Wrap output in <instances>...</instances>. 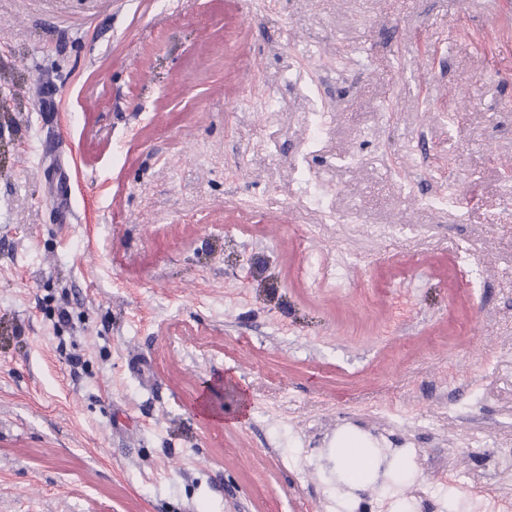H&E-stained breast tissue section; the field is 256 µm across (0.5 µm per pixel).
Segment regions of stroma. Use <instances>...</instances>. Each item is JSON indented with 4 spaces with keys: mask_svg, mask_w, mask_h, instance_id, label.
Instances as JSON below:
<instances>
[{
    "mask_svg": "<svg viewBox=\"0 0 512 512\" xmlns=\"http://www.w3.org/2000/svg\"><path fill=\"white\" fill-rule=\"evenodd\" d=\"M507 448L512 0H0V512H507ZM370 444L353 432L336 440V465L348 480L367 481L372 475L373 462L369 459Z\"/></svg>",
    "mask_w": 512,
    "mask_h": 512,
    "instance_id": "obj_1",
    "label": "stroma"
}]
</instances>
